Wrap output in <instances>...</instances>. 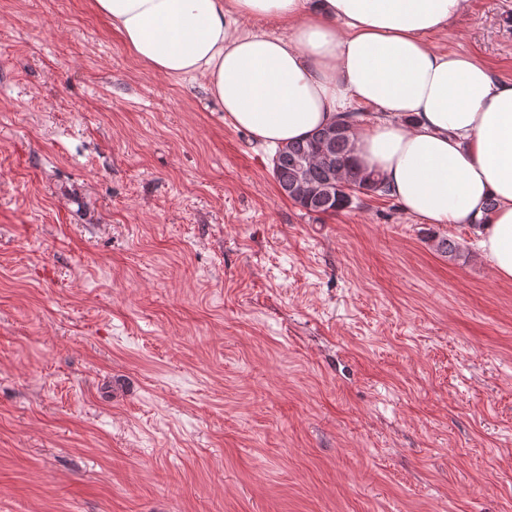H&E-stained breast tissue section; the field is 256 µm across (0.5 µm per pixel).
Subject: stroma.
<instances>
[{"instance_id": "35a3bbf8", "label": "stroma", "mask_w": 512, "mask_h": 512, "mask_svg": "<svg viewBox=\"0 0 512 512\" xmlns=\"http://www.w3.org/2000/svg\"><path fill=\"white\" fill-rule=\"evenodd\" d=\"M431 43L512 80V0ZM271 157L90 0H0V512H512V282Z\"/></svg>"}]
</instances>
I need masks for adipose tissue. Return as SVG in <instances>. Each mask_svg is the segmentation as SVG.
<instances>
[{
  "label": "adipose tissue",
  "mask_w": 512,
  "mask_h": 512,
  "mask_svg": "<svg viewBox=\"0 0 512 512\" xmlns=\"http://www.w3.org/2000/svg\"><path fill=\"white\" fill-rule=\"evenodd\" d=\"M135 58L203 78L224 117L278 147L373 109L353 159L406 214L474 227L512 280V81L435 49L466 0H91Z\"/></svg>",
  "instance_id": "adipose-tissue-1"
}]
</instances>
